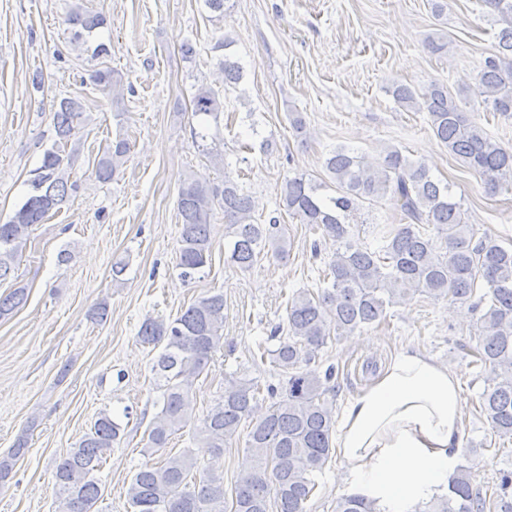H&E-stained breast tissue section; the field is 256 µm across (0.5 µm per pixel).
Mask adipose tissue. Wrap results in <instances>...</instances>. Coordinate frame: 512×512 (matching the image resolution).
<instances>
[{
	"label": "adipose tissue",
	"mask_w": 512,
	"mask_h": 512,
	"mask_svg": "<svg viewBox=\"0 0 512 512\" xmlns=\"http://www.w3.org/2000/svg\"><path fill=\"white\" fill-rule=\"evenodd\" d=\"M460 408L447 368L423 353L400 352L345 407L337 453L384 512H411L448 489L459 456Z\"/></svg>",
	"instance_id": "ef3b65f1"
}]
</instances>
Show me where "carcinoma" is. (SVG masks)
Here are the masks:
<instances>
[{
    "mask_svg": "<svg viewBox=\"0 0 512 512\" xmlns=\"http://www.w3.org/2000/svg\"><path fill=\"white\" fill-rule=\"evenodd\" d=\"M482 2L500 30L497 51L484 59L475 76L474 93L492 111L512 119V0ZM68 22L73 43L100 60L110 55L107 45H90L95 31L105 25L101 14L75 3ZM219 68L224 93L237 90L244 79L239 62L226 54ZM90 80L112 94L115 117L124 116L119 72L102 62L91 71ZM389 93L401 107L428 114L435 138L478 175L486 191L512 185V152L467 115L471 88L454 92L448 84L433 81L420 89L396 84ZM191 111L203 125L219 123L224 113L221 92L204 82L197 85ZM53 123L56 139L32 171L29 193L6 221H0V282L15 272L34 226L60 212L77 190L70 170L84 123L79 99H61ZM130 152L128 138L117 135L96 161L98 181H111ZM211 161L224 168V181L211 182L191 173L178 187L177 267L186 282L211 260V221L217 210L224 214L226 261L232 266L247 271L287 252V225L260 211L224 156L217 154ZM323 168L330 185L311 174L296 173L280 186L279 207L331 239L336 250L322 271V287L302 289L287 300L286 327L268 337L274 347L260 343L258 352L251 353L252 364L270 363L278 383L251 378L246 371L224 377V393L203 416L194 436L198 447L208 449L212 457L244 441L231 492L185 449L138 469L127 491L131 512H307L317 488L316 473L331 458L336 414L330 386L336 368L329 365L319 372V352L328 341L379 323L391 308L417 297L466 307L477 315L475 358L484 375L480 409L494 433L512 439V250L477 237L450 185L435 179L426 163L395 146L384 147L374 160L338 146L329 152ZM386 197L396 202L406 223L377 224L372 231L375 245L354 246V221L362 207ZM26 299V287L21 285L0 295V319ZM138 337L163 346L152 367L161 397L149 425L148 447L164 448L194 410L195 378L224 348V293L198 297L168 322L146 319ZM119 433L120 425L103 414L60 459L55 469L59 512H93L101 498L95 472ZM26 451L27 441L20 439L0 457V483ZM336 512H376V505L354 494L338 500ZM415 512H512V470L499 472L492 493L483 496L473 491L471 470L460 467L448 491Z\"/></svg>",
    "mask_w": 512,
    "mask_h": 512,
    "instance_id": "carcinoma-1",
    "label": "carcinoma"
}]
</instances>
